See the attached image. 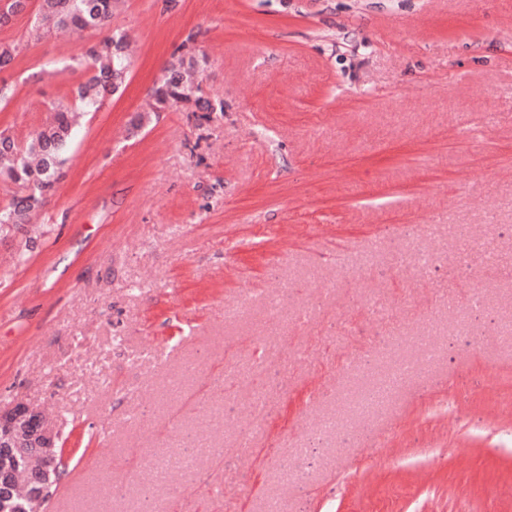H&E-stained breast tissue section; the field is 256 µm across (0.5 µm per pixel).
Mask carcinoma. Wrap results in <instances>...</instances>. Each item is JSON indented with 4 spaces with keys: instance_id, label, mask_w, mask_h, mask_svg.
I'll return each instance as SVG.
<instances>
[{
    "instance_id": "obj_1",
    "label": "carcinoma",
    "mask_w": 512,
    "mask_h": 512,
    "mask_svg": "<svg viewBox=\"0 0 512 512\" xmlns=\"http://www.w3.org/2000/svg\"><path fill=\"white\" fill-rule=\"evenodd\" d=\"M116 4L117 0H40L28 38L39 39L63 27L101 30L106 35L91 44L72 68L87 74L74 91V101L63 98L53 102L51 119L23 145L7 131L0 132V182L19 189L6 205L0 206V234L6 232V224L30 223L32 214L55 191L80 114L99 111L118 89L126 87L131 66L129 42L125 31L112 29ZM23 49L20 41L0 40V69L8 67ZM202 71L203 61L191 51L184 47L175 51L154 84L147 108L138 111L131 121V132H137L160 113L186 104L191 111L203 113L207 121L211 113L224 111V101L198 95ZM37 492H42V486L36 481H27L22 488L14 485L10 508L0 512H33Z\"/></svg>"
}]
</instances>
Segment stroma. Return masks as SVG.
Returning <instances> with one entry per match:
<instances>
[{"label": "stroma", "instance_id": "35a3bbf8", "mask_svg": "<svg viewBox=\"0 0 512 512\" xmlns=\"http://www.w3.org/2000/svg\"><path fill=\"white\" fill-rule=\"evenodd\" d=\"M112 25L124 93L0 236V409L40 406L67 464L45 512H512V0H121ZM99 38L0 71V130L25 141L78 79L46 65ZM188 41L223 116L128 134ZM411 333L433 367L322 430Z\"/></svg>", "mask_w": 512, "mask_h": 512}]
</instances>
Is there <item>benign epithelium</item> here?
<instances>
[{
  "label": "benign epithelium",
  "mask_w": 512,
  "mask_h": 512,
  "mask_svg": "<svg viewBox=\"0 0 512 512\" xmlns=\"http://www.w3.org/2000/svg\"><path fill=\"white\" fill-rule=\"evenodd\" d=\"M34 417L40 428L32 437V447L22 448L14 440L17 423L25 418ZM59 435L48 421L43 410L37 406L19 401L7 409L0 410V501H9L13 491L15 462L17 456L33 454L42 480L48 481L50 473L55 471L58 462L56 445Z\"/></svg>",
  "instance_id": "7a95c632"
}]
</instances>
